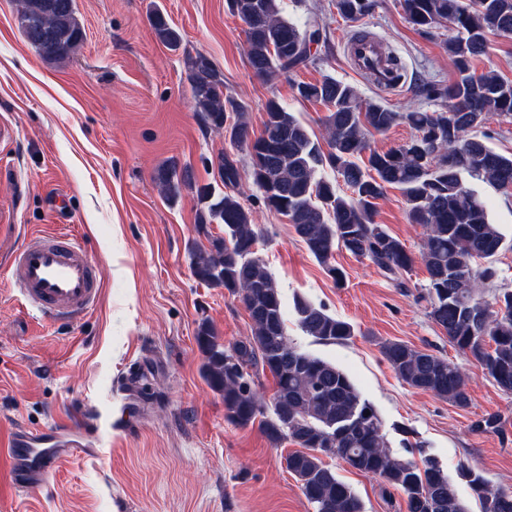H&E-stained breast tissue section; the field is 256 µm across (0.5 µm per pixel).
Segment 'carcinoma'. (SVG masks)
Here are the masks:
<instances>
[{"instance_id": "obj_1", "label": "carcinoma", "mask_w": 512, "mask_h": 512, "mask_svg": "<svg viewBox=\"0 0 512 512\" xmlns=\"http://www.w3.org/2000/svg\"><path fill=\"white\" fill-rule=\"evenodd\" d=\"M245 26L244 55L252 72L271 79L286 75L311 58L320 41L317 21L282 15L280 0H227ZM375 0H335L346 21L369 15ZM414 27L432 33L445 23L456 34L444 42L456 80L444 87L426 83L422 93L441 101L446 112H393L362 99L357 89L332 76L297 84L298 96L322 104L329 147L323 153L307 127L277 99L264 106L263 131L250 139L246 106L224 92V73L206 55L188 53L185 67L196 111L204 126L224 134L231 147L249 156L246 172L230 154L218 157L224 190L197 188L196 222L200 230L224 225V236L210 247L189 250L193 276L222 288L245 305L250 335L227 346L207 319L198 323L196 341L204 355L203 371L224 399L225 417L239 427L258 425L274 446L290 441L288 472L314 512H364L354 490L325 460V449L362 474L400 492L407 512H469L454 482L423 445L409 439L412 458L396 455L382 421L352 379L329 360L294 343L287 332L281 289L255 245L259 225L239 200L242 177L258 189L263 206L288 219L308 252L340 284L344 272L331 264L343 248L368 259L397 281L415 262L406 245L375 221L376 200L390 187L401 190L409 223L422 229L419 256L428 277L420 298L448 343L476 362L502 392L512 394V288H499L492 299L482 291L496 277L492 263L507 245L492 222L488 203L467 183L471 177L498 191L512 187V154L493 150L489 121L512 117V81L496 70H472L486 54L491 34L512 35V0H402ZM18 23L26 42L55 61L72 57L85 40L76 0H19ZM150 23L156 39L170 50L182 43L160 8ZM405 122L415 130L409 141L377 151L368 137ZM368 153L367 164L358 158ZM337 175L330 178L328 173ZM342 179L344 187L337 185ZM156 181L164 198L175 202L191 185L188 169L162 167ZM299 327L315 339L336 343L354 335V326L304 298L293 302ZM381 352L397 378L458 408L469 405L467 375L458 364L401 341H387ZM268 372L275 381L270 399L253 387ZM471 431L505 435L500 415L484 416ZM459 476L481 500L483 512H512V491L493 488L484 475L463 464Z\"/></svg>"}]
</instances>
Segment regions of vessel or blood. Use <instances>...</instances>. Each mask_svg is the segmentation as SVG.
I'll return each mask as SVG.
<instances>
[{
    "label": "vessel or blood",
    "mask_w": 512,
    "mask_h": 512,
    "mask_svg": "<svg viewBox=\"0 0 512 512\" xmlns=\"http://www.w3.org/2000/svg\"><path fill=\"white\" fill-rule=\"evenodd\" d=\"M347 55L357 74L373 86L400 91L402 82L382 42L351 39ZM13 276L25 303L49 321L77 319L100 300L96 268L77 236L68 232L32 238L15 254ZM98 434L97 418L84 411L64 417L39 433L13 429L5 448L0 449L10 487L27 488L44 480L66 458L86 454V440Z\"/></svg>",
    "instance_id": "1"
}]
</instances>
